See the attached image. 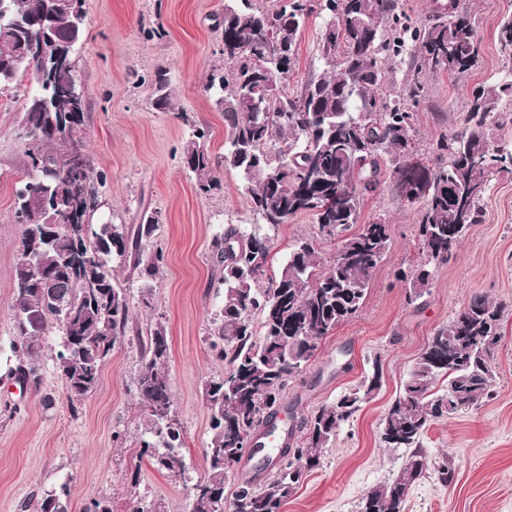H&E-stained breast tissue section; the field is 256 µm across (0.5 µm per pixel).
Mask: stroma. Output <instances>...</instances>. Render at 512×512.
I'll return each instance as SVG.
<instances>
[{
	"mask_svg": "<svg viewBox=\"0 0 512 512\" xmlns=\"http://www.w3.org/2000/svg\"><path fill=\"white\" fill-rule=\"evenodd\" d=\"M227 0H85L76 71L87 110L79 136L105 184L98 189L94 223L139 224L159 214L147 250H162L159 274L143 282L129 267L115 269V285L129 299L122 342L103 365L96 388L69 404L53 354L57 328L43 338L40 384L19 383L11 350L15 268L21 260L23 227L15 214V188L26 173L21 116L31 75L0 90V512H40L50 493H65L68 512H84L91 499H108L112 512H130L134 498L159 512H190V487L207 469L204 449L209 412L207 381L224 365L213 358L207 338L221 308L215 281L214 241L231 225L259 229L274 262L298 238L316 239L325 256L336 244L321 238L311 215L276 229L262 226L240 193V176L222 170V187L198 194L185 168L182 146L194 122L207 124L214 154L224 152L227 129L205 89L213 66L222 64L215 26ZM475 27L478 67L462 77L425 75L427 92L416 107L414 150L430 154L435 138L461 127L475 87L504 69L499 31L512 17V0H457ZM322 22L312 17L296 43L291 88L320 73ZM166 71L172 107L155 108L152 82ZM417 204L395 179L383 176L364 198L360 223L386 220L393 236L374 269L365 301L351 320L318 343L279 407L282 427L299 434L302 418L333 403L372 370L380 391L321 454L282 512H356L362 496L400 471L409 454L388 448L379 424L434 331L476 296L512 306V172L495 179L477 224L465 232L448 262L437 268L428 294L408 302L397 270L418 260ZM164 322L169 336L168 370L175 418L183 429L184 475L154 468L140 441L147 419L134 388L147 332ZM495 395L475 407L439 419L421 439L429 469L410 493L408 512H512V315L495 353ZM53 395L54 405L42 400ZM121 441H113V433ZM448 464L452 482L439 467Z\"/></svg>",
	"mask_w": 512,
	"mask_h": 512,
	"instance_id": "stroma-1",
	"label": "stroma"
}]
</instances>
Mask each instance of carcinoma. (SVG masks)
Segmentation results:
<instances>
[{
  "label": "carcinoma",
  "mask_w": 512,
  "mask_h": 512,
  "mask_svg": "<svg viewBox=\"0 0 512 512\" xmlns=\"http://www.w3.org/2000/svg\"><path fill=\"white\" fill-rule=\"evenodd\" d=\"M45 7L43 0L22 5L11 0V13L21 18ZM298 11L297 0H274L268 8L257 6L256 0H233L224 10L217 29L229 66L213 69L207 83L228 127L224 154H212L209 127L196 125L183 144L182 159L199 193L219 188L221 169L230 167L240 174L242 193L264 224L278 227L308 213L320 232L339 246L327 259L313 242L299 239L272 275L265 238L231 226L215 240L224 294L208 348L224 363V374L205 388L208 468L204 490L191 487V512H281L304 473L319 466L322 450L367 402L372 388L381 385L375 370L352 391L303 419V437L277 451L269 482L258 488L244 481L232 500L224 498L229 475L224 458L241 454L252 435L262 434L319 341L355 317L363 304L371 273L389 249L392 228L383 220L355 232L351 228L358 224L363 198L380 183L382 165L389 164L400 185L410 173L417 180L413 195L420 203L419 260L401 277L411 301L427 293L434 268L448 261L466 228L479 222L481 201L494 176L512 171V137L489 138L490 126H503L501 102L512 101V64L498 80L477 89L480 105H470L460 131L436 139L432 153L438 159L448 157V162L433 167L411 163L415 107L425 93L422 74L461 75L477 65L479 46L467 15L459 14L450 24L436 10L419 25L398 0H322L316 14L324 23V68L290 91L296 38L306 20ZM54 21L66 32L82 16L60 9ZM266 34L282 57L279 64L269 65L265 76L269 93L250 106L245 103L246 86L262 71L267 50L261 37ZM405 61L409 78L403 93H381L389 71ZM40 70V62L32 60L0 74L5 86L27 72L35 78L23 119L36 125L68 107L54 88L38 80ZM65 153L66 143L49 137L26 145L27 169H35L34 160H40L36 177L50 191L59 228L46 224L39 210L16 207L24 231L15 270L12 350L17 379L37 387L42 338L49 326L58 327L62 342L54 362L72 405L94 390L103 364L126 333L129 302L114 285L110 262L130 265L147 281L158 274L162 254L146 251L155 228L152 220L132 232L123 224L84 221L83 200H71L73 189L84 181L94 196L105 176L86 152L83 172L66 169ZM79 248L90 256L88 272L70 266ZM35 265L48 278L40 287L28 288ZM502 320L500 305L476 297L431 336L381 422L386 445L410 449L406 464L402 473L371 488L358 512H404L411 487L429 468L418 450L427 424L493 396L492 364L503 336ZM299 333L309 343L292 351L277 343L279 336ZM168 358L167 330L157 322L149 331L136 378L149 421V439L141 440V447L155 468L181 476V427L166 426L149 412L157 405L171 417ZM441 379L447 382L444 392L436 390Z\"/></svg>",
  "instance_id": "1"
}]
</instances>
